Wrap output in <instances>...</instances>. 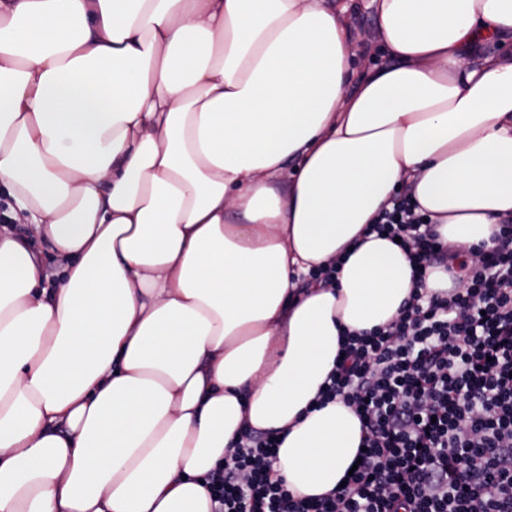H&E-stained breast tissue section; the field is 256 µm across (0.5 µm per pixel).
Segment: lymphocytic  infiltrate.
Masks as SVG:
<instances>
[{"mask_svg":"<svg viewBox=\"0 0 512 512\" xmlns=\"http://www.w3.org/2000/svg\"><path fill=\"white\" fill-rule=\"evenodd\" d=\"M415 208L395 196L372 229L399 239L418 286L396 320L345 334L316 398L354 407L366 430L346 486L297 496L275 468L277 437L247 429L214 512H512V219L471 264ZM434 267L452 286L430 296Z\"/></svg>","mask_w":512,"mask_h":512,"instance_id":"f902f5d3","label":"lymphocytic infiltrate"}]
</instances>
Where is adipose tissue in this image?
I'll return each instance as SVG.
<instances>
[{"instance_id":"1","label":"adipose tissue","mask_w":512,"mask_h":512,"mask_svg":"<svg viewBox=\"0 0 512 512\" xmlns=\"http://www.w3.org/2000/svg\"><path fill=\"white\" fill-rule=\"evenodd\" d=\"M0 0V512H212L243 428L339 488L343 332L416 285L402 189L477 260L512 215V0ZM335 281L298 287L329 263ZM348 3L346 22L353 38L355 65L364 67L369 64H388L390 57L379 40L377 20L373 9L369 7V0H353Z\"/></svg>"}]
</instances>
